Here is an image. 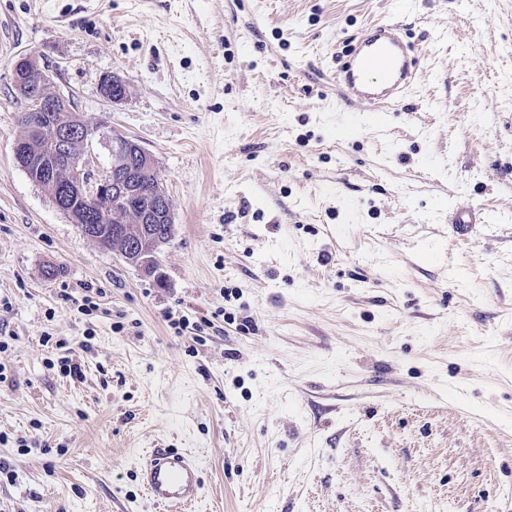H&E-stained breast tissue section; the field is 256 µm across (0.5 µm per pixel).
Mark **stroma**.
<instances>
[{
    "instance_id": "obj_1",
    "label": "stroma",
    "mask_w": 512,
    "mask_h": 512,
    "mask_svg": "<svg viewBox=\"0 0 512 512\" xmlns=\"http://www.w3.org/2000/svg\"><path fill=\"white\" fill-rule=\"evenodd\" d=\"M390 20L406 107L344 102L342 42ZM28 54L153 156L155 273L15 164ZM160 445L204 462L195 512H512V0H0V512H163ZM100 90L103 97L114 104L125 101L129 93L126 81L115 75L105 77L102 80Z\"/></svg>"
}]
</instances>
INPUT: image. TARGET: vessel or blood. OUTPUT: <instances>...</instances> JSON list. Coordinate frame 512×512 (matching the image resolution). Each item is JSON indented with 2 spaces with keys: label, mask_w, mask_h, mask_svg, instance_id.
Masks as SVG:
<instances>
[{
  "label": "vessel or blood",
  "mask_w": 512,
  "mask_h": 512,
  "mask_svg": "<svg viewBox=\"0 0 512 512\" xmlns=\"http://www.w3.org/2000/svg\"><path fill=\"white\" fill-rule=\"evenodd\" d=\"M334 82L347 102L380 108L401 106L420 65L414 45L401 26H373L345 44ZM204 466L176 448H152L141 458L137 477L147 497L166 512H187L202 497Z\"/></svg>",
  "instance_id": "obj_1"
}]
</instances>
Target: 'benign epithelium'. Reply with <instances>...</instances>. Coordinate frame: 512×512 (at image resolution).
<instances>
[{"label": "benign epithelium", "instance_id": "obj_1", "mask_svg": "<svg viewBox=\"0 0 512 512\" xmlns=\"http://www.w3.org/2000/svg\"><path fill=\"white\" fill-rule=\"evenodd\" d=\"M15 85L26 102L25 111L33 113L66 114L70 101L49 88V80L32 54L21 57L14 66ZM103 97L114 104L125 101L129 87L123 79L110 75L102 80ZM39 131L30 127L27 134L13 144L15 163L24 171H35L34 182L40 187L56 186L57 177L66 178L63 190L70 203L63 205L68 217L85 236L102 240L111 235L117 238L135 237L149 246L133 252L116 251L123 260L145 271H152L156 256L173 234V212L154 158L133 139L112 131H104L81 119L73 125L53 126L56 150L50 158H41L29 150V135ZM98 142L108 148L112 166L105 172L94 173L90 147ZM149 177L153 188L142 195L134 208L125 199L138 191L137 185Z\"/></svg>", "mask_w": 512, "mask_h": 512}]
</instances>
